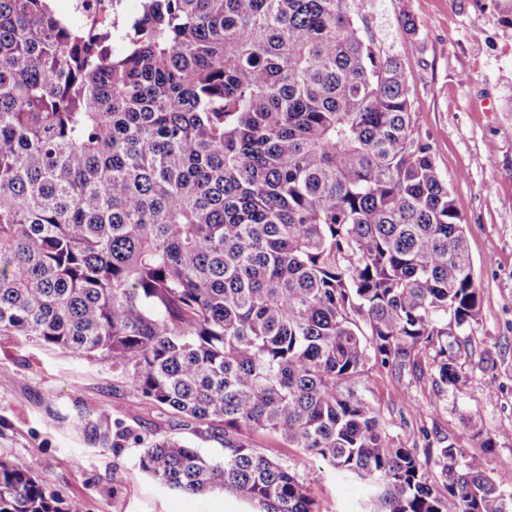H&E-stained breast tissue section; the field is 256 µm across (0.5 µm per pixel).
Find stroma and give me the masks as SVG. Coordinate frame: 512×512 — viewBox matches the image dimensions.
<instances>
[{"mask_svg": "<svg viewBox=\"0 0 512 512\" xmlns=\"http://www.w3.org/2000/svg\"><path fill=\"white\" fill-rule=\"evenodd\" d=\"M376 49L397 56L411 87L413 121L430 144L438 171L462 211L480 292L479 321L462 356L464 383L437 411L418 405L430 379L395 381L367 364L366 396L385 428L406 447L423 431L480 456L487 475L512 472V434L482 447L465 428L512 426V26L499 22L494 0H357ZM411 19L413 31L403 27ZM167 407L135 396L108 361L78 359L14 332H0V461L18 457L63 501L84 512H251L219 493L191 498L140 470L133 446L116 448L117 423L173 435L204 455L224 449L202 440ZM253 447L286 461L309 488L319 512H363L361 481L262 432Z\"/></svg>", "mask_w": 512, "mask_h": 512, "instance_id": "stroma-1", "label": "stroma"}]
</instances>
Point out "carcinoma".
<instances>
[{"label": "carcinoma", "instance_id": "1", "mask_svg": "<svg viewBox=\"0 0 512 512\" xmlns=\"http://www.w3.org/2000/svg\"><path fill=\"white\" fill-rule=\"evenodd\" d=\"M355 0H143L120 56L49 0H0V331L110 361L217 439L118 428L150 477L254 512H315L282 440L368 488L373 512H512V474L419 453L366 396L374 361L462 383L480 294L461 210L400 62ZM24 458L0 512H75Z\"/></svg>", "mask_w": 512, "mask_h": 512}]
</instances>
